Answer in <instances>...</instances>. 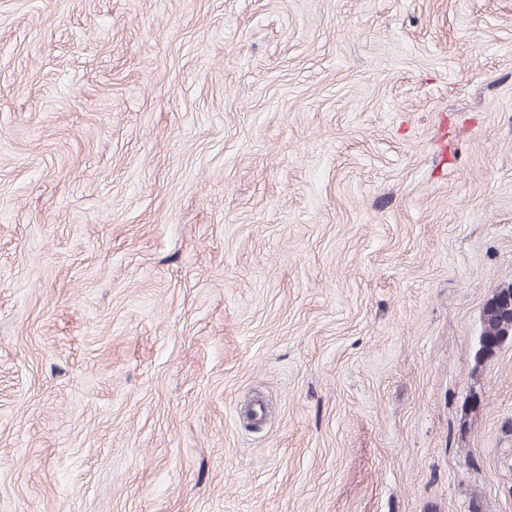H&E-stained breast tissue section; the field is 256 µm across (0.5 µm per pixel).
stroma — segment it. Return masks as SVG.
<instances>
[{
  "label": "stroma",
  "instance_id": "stroma-1",
  "mask_svg": "<svg viewBox=\"0 0 512 512\" xmlns=\"http://www.w3.org/2000/svg\"><path fill=\"white\" fill-rule=\"evenodd\" d=\"M512 0H0V512H512ZM508 339L512 340V288H503L484 308L474 353L475 365H482L493 357Z\"/></svg>",
  "mask_w": 512,
  "mask_h": 512
}]
</instances>
